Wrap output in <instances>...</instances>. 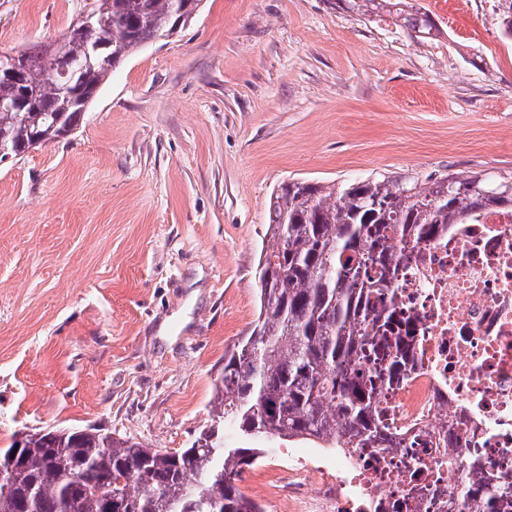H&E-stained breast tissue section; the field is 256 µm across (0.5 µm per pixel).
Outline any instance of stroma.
I'll list each match as a JSON object with an SVG mask.
<instances>
[{
    "label": "stroma",
    "instance_id": "obj_1",
    "mask_svg": "<svg viewBox=\"0 0 512 512\" xmlns=\"http://www.w3.org/2000/svg\"><path fill=\"white\" fill-rule=\"evenodd\" d=\"M438 36L329 0H203L129 56L67 139L0 163V448L101 427L188 446L251 331L269 199L325 184L512 175V0H416ZM86 0H0V51L58 40ZM238 485L265 512L261 468Z\"/></svg>",
    "mask_w": 512,
    "mask_h": 512
}]
</instances>
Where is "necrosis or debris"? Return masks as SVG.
<instances>
[{
    "label": "necrosis or debris",
    "instance_id": "obj_1",
    "mask_svg": "<svg viewBox=\"0 0 512 512\" xmlns=\"http://www.w3.org/2000/svg\"><path fill=\"white\" fill-rule=\"evenodd\" d=\"M393 308L413 331L405 376L380 395L394 448L327 465L318 448L289 457V497L321 502V512H370L375 503L448 512L468 476L449 475L451 456L512 479V212L483 213L422 243Z\"/></svg>",
    "mask_w": 512,
    "mask_h": 512
}]
</instances>
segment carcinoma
<instances>
[{
    "label": "carcinoma",
    "instance_id": "carcinoma-1",
    "mask_svg": "<svg viewBox=\"0 0 512 512\" xmlns=\"http://www.w3.org/2000/svg\"><path fill=\"white\" fill-rule=\"evenodd\" d=\"M202 0H94L99 31L77 20L67 54L94 65L44 74L45 45L19 50L23 76L0 78L7 154L70 136L101 85L128 56L187 27ZM361 16L388 13L417 38L438 31L409 0H337ZM512 211V176L443 175L427 184L376 178L280 184L270 199L273 244L260 254L256 324L215 385L211 424L188 448L158 450L96 428L28 434L0 448V512H261L237 485L261 448L224 447V426L260 440L324 448H388L378 391L403 373L409 344L380 304L413 248L474 214ZM387 360L376 379L357 371L366 351ZM512 483L473 471L453 512H498Z\"/></svg>",
    "mask_w": 512,
    "mask_h": 512
}]
</instances>
